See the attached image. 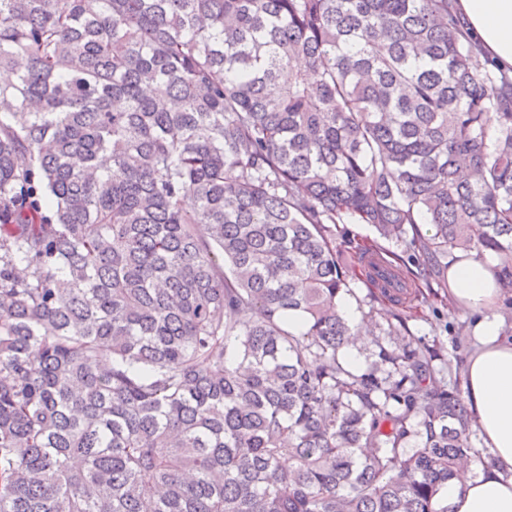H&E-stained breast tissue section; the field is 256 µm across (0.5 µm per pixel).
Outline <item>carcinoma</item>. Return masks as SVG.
I'll return each instance as SVG.
<instances>
[{
  "label": "carcinoma",
  "instance_id": "obj_1",
  "mask_svg": "<svg viewBox=\"0 0 512 512\" xmlns=\"http://www.w3.org/2000/svg\"><path fill=\"white\" fill-rule=\"evenodd\" d=\"M0 70V512H448L472 419L391 308L455 251L512 284V76L453 0H0ZM350 251L399 289L356 369Z\"/></svg>",
  "mask_w": 512,
  "mask_h": 512
}]
</instances>
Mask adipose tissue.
<instances>
[{
  "label": "adipose tissue",
  "instance_id": "obj_1",
  "mask_svg": "<svg viewBox=\"0 0 512 512\" xmlns=\"http://www.w3.org/2000/svg\"><path fill=\"white\" fill-rule=\"evenodd\" d=\"M484 52L512 67V0H454ZM448 291L473 310L475 348L465 361V403L491 460L480 476L461 471L441 492L450 512H512V336L504 332L503 291L491 261L456 253Z\"/></svg>",
  "mask_w": 512,
  "mask_h": 512
}]
</instances>
